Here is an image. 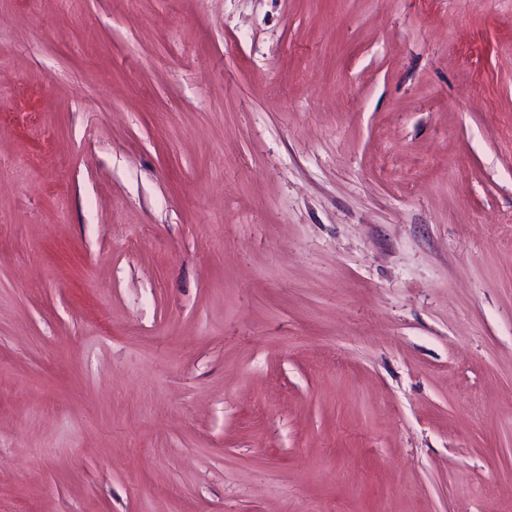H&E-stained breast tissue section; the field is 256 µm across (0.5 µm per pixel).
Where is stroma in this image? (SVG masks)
<instances>
[{"label": "stroma", "mask_w": 512, "mask_h": 512, "mask_svg": "<svg viewBox=\"0 0 512 512\" xmlns=\"http://www.w3.org/2000/svg\"><path fill=\"white\" fill-rule=\"evenodd\" d=\"M0 512H512V0H0Z\"/></svg>", "instance_id": "35a3bbf8"}]
</instances>
